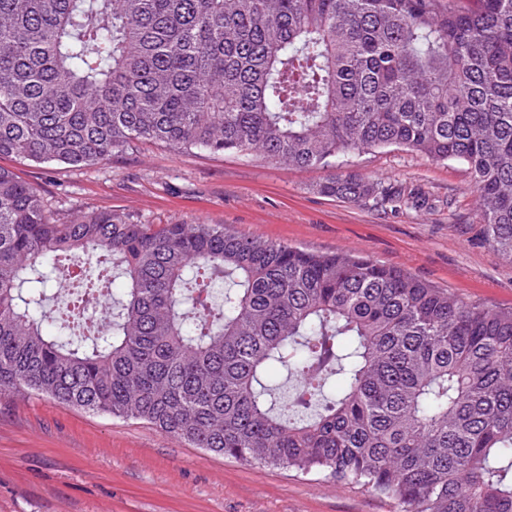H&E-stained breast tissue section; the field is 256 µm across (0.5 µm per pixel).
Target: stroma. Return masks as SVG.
<instances>
[{"label":"stroma","mask_w":512,"mask_h":512,"mask_svg":"<svg viewBox=\"0 0 512 512\" xmlns=\"http://www.w3.org/2000/svg\"><path fill=\"white\" fill-rule=\"evenodd\" d=\"M0 166L34 186L54 219L111 212L141 224H223L311 252L352 250L468 302L512 308V262L483 239L465 165L390 147L348 169L418 193L392 210L325 197L321 169L153 143L86 167ZM0 512H395L319 475L193 448L148 422L37 396L0 398Z\"/></svg>","instance_id":"stroma-1"}]
</instances>
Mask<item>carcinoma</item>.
<instances>
[{"label":"carcinoma","mask_w":512,"mask_h":512,"mask_svg":"<svg viewBox=\"0 0 512 512\" xmlns=\"http://www.w3.org/2000/svg\"><path fill=\"white\" fill-rule=\"evenodd\" d=\"M141 142L326 168L321 195L393 208L414 200L340 160L458 161L512 260V0H0V156ZM22 393L397 512H512V309L222 224H60L0 167V397Z\"/></svg>","instance_id":"cac0c4a2"}]
</instances>
